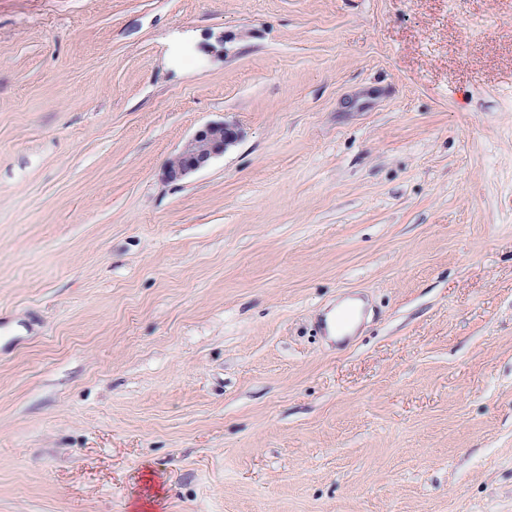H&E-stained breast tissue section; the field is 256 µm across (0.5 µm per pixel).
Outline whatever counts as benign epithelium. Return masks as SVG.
Segmentation results:
<instances>
[{
    "instance_id": "1",
    "label": "benign epithelium",
    "mask_w": 512,
    "mask_h": 512,
    "mask_svg": "<svg viewBox=\"0 0 512 512\" xmlns=\"http://www.w3.org/2000/svg\"><path fill=\"white\" fill-rule=\"evenodd\" d=\"M240 137L238 127L228 122L208 123L195 132L166 168V178L179 181L224 154Z\"/></svg>"
}]
</instances>
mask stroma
I'll return each instance as SVG.
<instances>
[{"instance_id": "stroma-1", "label": "stroma", "mask_w": 512, "mask_h": 512, "mask_svg": "<svg viewBox=\"0 0 512 512\" xmlns=\"http://www.w3.org/2000/svg\"><path fill=\"white\" fill-rule=\"evenodd\" d=\"M0 512H512V0H0ZM240 137L238 127L228 122L208 123L195 132L166 168L169 181H179L224 154Z\"/></svg>"}]
</instances>
